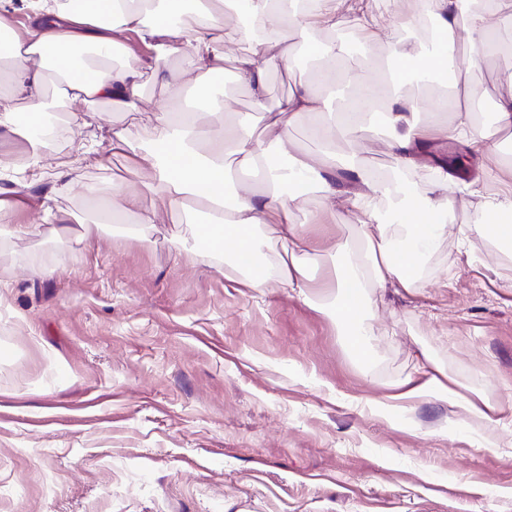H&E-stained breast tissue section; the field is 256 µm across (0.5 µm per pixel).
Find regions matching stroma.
Instances as JSON below:
<instances>
[{"label": "stroma", "instance_id": "1", "mask_svg": "<svg viewBox=\"0 0 512 512\" xmlns=\"http://www.w3.org/2000/svg\"><path fill=\"white\" fill-rule=\"evenodd\" d=\"M430 44L420 28L365 42L347 67L363 72L396 40ZM264 109L249 89L223 96L273 141L264 112L308 80L268 54ZM512 51L464 74L475 105L507 92ZM32 143L0 128V188L22 181L12 162H55L88 145ZM47 178L21 194L0 255V512H512V254L473 232L481 196H512V169L469 159L448 188V235L418 267L413 293L371 288L362 308L370 352L357 357L330 315L343 246L362 215L309 194L296 221L319 257L314 302L284 288L236 282L224 257L178 255L199 226L126 213L113 231L114 185L143 173L129 155ZM97 224L93 241L54 239V225ZM467 236H460V229ZM34 266L52 277H31ZM442 371L499 409L486 428L438 400H394L397 384Z\"/></svg>", "mask_w": 512, "mask_h": 512}]
</instances>
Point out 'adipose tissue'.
I'll return each instance as SVG.
<instances>
[{"instance_id":"1","label":"adipose tissue","mask_w":512,"mask_h":512,"mask_svg":"<svg viewBox=\"0 0 512 512\" xmlns=\"http://www.w3.org/2000/svg\"><path fill=\"white\" fill-rule=\"evenodd\" d=\"M430 17L433 32L442 37L440 49L424 52L413 43L394 44L387 63L365 73L346 74L336 65L341 46L333 42L308 41L312 28L335 30L343 20L355 17L368 40L382 39L385 24L373 14L369 0H162L154 15H147L145 0H86L80 11L62 8L59 0H0V31H9L10 40L0 46V128H12L18 110L30 117L27 131L39 138L45 114L43 86L46 72H67L76 51L93 47L99 61L86 65V77L67 80L64 98L70 104L68 124L77 129L93 126L95 115L87 108L99 101L113 111H127L143 74H151L170 95L181 89L180 74L166 65L168 52H179L182 72L195 76L197 95L214 97L216 77L224 70V16L247 11L259 24V35L250 39L248 52L237 59L236 81L247 87L255 102L266 96L265 71L260 64L272 48H279L278 58L290 65L291 48H280L282 36L303 40L306 51L319 63L311 83L301 85L279 106L270 124L279 133L274 145L255 135L247 121L219 120L201 123L197 114L174 117L162 111L139 112V120L149 124L154 147L135 152L126 129H113L109 148L115 152L135 153L139 166L150 169L152 176L139 190L117 189L114 214L139 210L140 221L155 223L159 210L176 212L197 206L207 215L204 232L212 239L211 253L233 248L236 255L253 257L257 231L274 233L277 248L269 272L244 278L252 289L287 288L300 298H307L310 288L309 268L317 257L294 215L308 192L320 195L322 205L343 201L363 217L362 243L348 248L338 278L341 303L333 315L354 350H363L369 330L358 309L370 286L393 287L415 292L419 280L413 270L424 252L430 251L447 234L443 212L448 206V160L431 156L429 143L459 141L472 156L484 159L496 153L487 134L478 130L473 118L472 101H458L444 93L429 99L432 111L451 113L446 125L417 122L414 102L395 93L394 88L421 71H447L456 65L460 48H468L471 67L492 63L497 46L512 41V20L500 16L512 10V0H483L473 9L467 0H420ZM26 11L33 21L27 35L10 32L6 16ZM138 35L148 49L145 57L116 67L113 58L126 55L125 33ZM346 80L355 85L364 103L359 112H341L336 119L322 122L325 108L318 88ZM307 116L321 145V159L295 152L286 123L287 117ZM386 129L382 144L393 157L398 170L411 172L430 165L433 179L424 193L414 192L402 181H374L360 167L365 143ZM342 136L348 153L337 161L332 152L333 139ZM379 137V136H378ZM288 160L274 166L268 160L269 148ZM349 177L336 179L337 168ZM262 172L265 190L259 191L247 176ZM390 201L389 218L400 227L406 243L393 246L386 235H374L381 226L380 216L372 209L373 197ZM152 208H143L144 199ZM475 230L493 234L495 241L512 242V198L488 201L480 212ZM398 399L440 400L463 410L470 417L491 427L496 423V408L481 395L463 393L450 379L436 375L408 378L397 385Z\"/></svg>"}]
</instances>
